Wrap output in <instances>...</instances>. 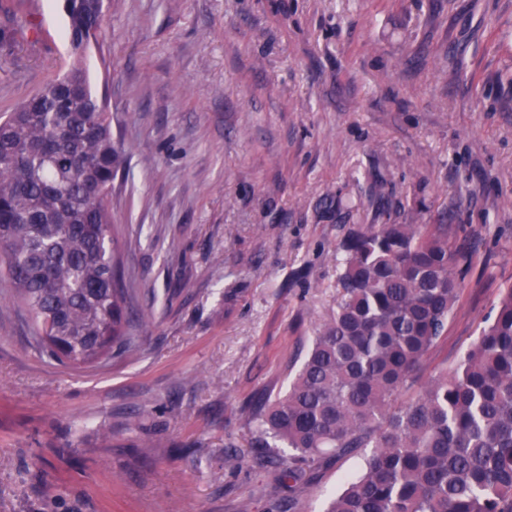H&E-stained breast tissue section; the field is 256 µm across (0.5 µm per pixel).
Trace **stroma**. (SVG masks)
<instances>
[{"label":"stroma","instance_id":"35a3bbf8","mask_svg":"<svg viewBox=\"0 0 512 512\" xmlns=\"http://www.w3.org/2000/svg\"><path fill=\"white\" fill-rule=\"evenodd\" d=\"M19 15L0 115L73 60L63 0ZM85 63L128 151L112 212L154 322L61 367L0 276V512H272L244 406L286 391L350 233L442 223L474 250L422 380L512 285V0H113ZM361 464L316 471L303 512Z\"/></svg>","mask_w":512,"mask_h":512}]
</instances>
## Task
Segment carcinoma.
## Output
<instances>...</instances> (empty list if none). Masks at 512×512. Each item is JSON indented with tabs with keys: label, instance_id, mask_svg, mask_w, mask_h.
Returning a JSON list of instances; mask_svg holds the SVG:
<instances>
[{
	"label": "carcinoma",
	"instance_id": "cac0c4a2",
	"mask_svg": "<svg viewBox=\"0 0 512 512\" xmlns=\"http://www.w3.org/2000/svg\"><path fill=\"white\" fill-rule=\"evenodd\" d=\"M20 6L0 4V44L17 33ZM64 12L68 70L0 122V270L30 345L82 367L131 351L138 337L112 225L125 150L83 60L105 3L64 0ZM340 253L336 305L288 390L246 403L255 444L271 449L254 463L288 492L276 512H300L312 472L359 451L362 469L326 512H512V287L455 370L397 407L446 331L465 251L446 224L392 221L349 235Z\"/></svg>",
	"mask_w": 512,
	"mask_h": 512
}]
</instances>
